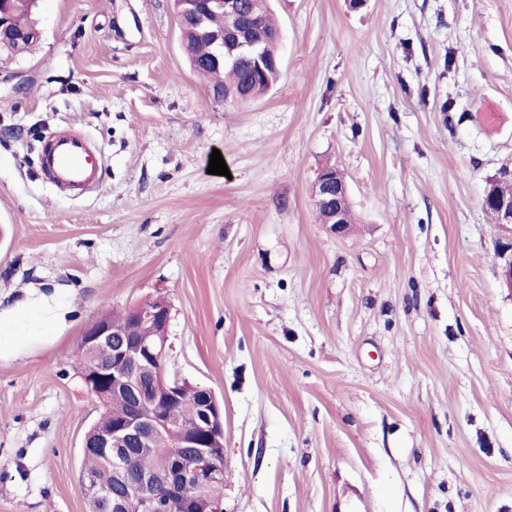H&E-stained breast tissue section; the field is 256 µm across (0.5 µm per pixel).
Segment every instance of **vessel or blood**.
Here are the masks:
<instances>
[{"label":"vessel or blood","instance_id":"b4317fda","mask_svg":"<svg viewBox=\"0 0 512 512\" xmlns=\"http://www.w3.org/2000/svg\"><path fill=\"white\" fill-rule=\"evenodd\" d=\"M41 173L59 188L79 196L99 184V159L80 137L58 133L39 154Z\"/></svg>","mask_w":512,"mask_h":512}]
</instances>
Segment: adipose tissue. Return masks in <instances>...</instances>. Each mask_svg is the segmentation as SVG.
Listing matches in <instances>:
<instances>
[{"label": "adipose tissue", "instance_id": "1", "mask_svg": "<svg viewBox=\"0 0 512 512\" xmlns=\"http://www.w3.org/2000/svg\"><path fill=\"white\" fill-rule=\"evenodd\" d=\"M67 313L56 294L29 293L24 301L0 312V358L25 355L30 341L46 336Z\"/></svg>", "mask_w": 512, "mask_h": 512}]
</instances>
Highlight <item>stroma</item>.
<instances>
[{"label":"stroma","mask_w":512,"mask_h":512,"mask_svg":"<svg viewBox=\"0 0 512 512\" xmlns=\"http://www.w3.org/2000/svg\"><path fill=\"white\" fill-rule=\"evenodd\" d=\"M282 75L214 98L173 0H42L0 61V309L66 321L0 360V512H88L99 404L74 367L102 315L162 297L165 367L224 418V512H512V291L483 210L512 172V0H270ZM89 136L99 191L38 155ZM220 151L229 176L208 172ZM343 171V237L311 187Z\"/></svg>","instance_id":"stroma-1"}]
</instances>
